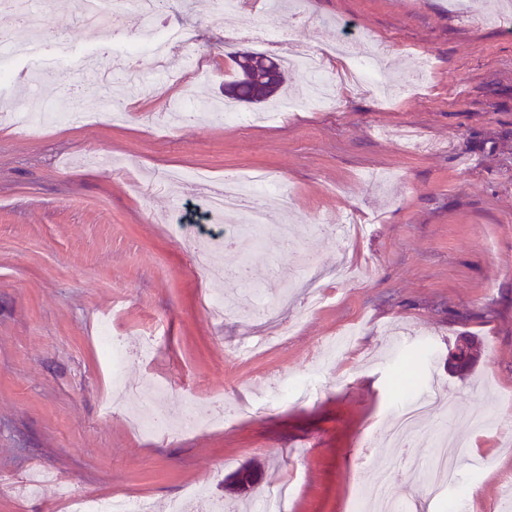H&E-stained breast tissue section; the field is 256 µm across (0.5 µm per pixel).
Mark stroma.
<instances>
[{
  "label": "stroma",
  "mask_w": 512,
  "mask_h": 512,
  "mask_svg": "<svg viewBox=\"0 0 512 512\" xmlns=\"http://www.w3.org/2000/svg\"><path fill=\"white\" fill-rule=\"evenodd\" d=\"M303 4L299 19L289 0H253L236 22L282 30L315 51L342 41L381 52L411 85L387 98L343 88L334 107L274 123L199 118L190 104L222 95L232 56L254 44L225 40L211 0H171L156 22L187 29L189 41L169 68L197 58L202 74L174 85L142 59L127 80L153 92L113 94L124 121L91 102L85 123L25 134L9 106L33 93L69 105L113 48L112 35L80 28L72 0H42L45 53L13 63L40 83H0V512H65L53 491L21 492L34 468L81 495L149 499L155 512L192 486L225 512H255L277 480L292 488L293 512H350L358 488L398 456L399 501L425 512H512L495 492L512 475V16L486 21L491 0ZM423 54L431 68L413 75ZM245 169L279 182L263 203L290 223V238L226 248L247 214L226 219L206 201ZM344 213L367 225L362 241L317 231L320 219ZM200 252L246 265L260 303L240 298L234 322L211 320L200 298L213 286L192 274ZM342 257L364 277L329 284L320 309L289 303L288 338L236 357L234 339L259 310L277 312L307 259L331 266ZM106 320L133 342L159 337L150 356L128 362L127 385L167 386L163 409L175 421L188 398L223 395L224 423L169 440L131 430L124 409L104 415ZM349 330L353 341L322 368L317 396L276 397ZM462 336L481 351L463 377L448 370ZM410 365L417 392L435 396L428 433L403 450L386 430L399 409L395 379ZM450 415L448 442L470 443L458 464L467 499L453 508L447 493L432 495L420 466Z\"/></svg>",
  "instance_id": "obj_1"
}]
</instances>
